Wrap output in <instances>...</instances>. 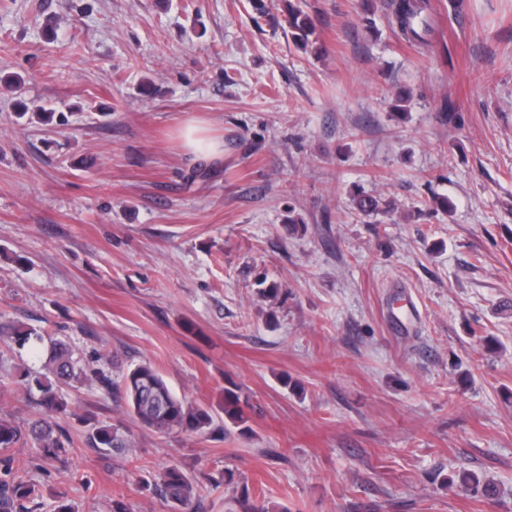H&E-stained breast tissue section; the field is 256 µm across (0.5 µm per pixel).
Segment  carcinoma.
Here are the masks:
<instances>
[{"mask_svg": "<svg viewBox=\"0 0 512 512\" xmlns=\"http://www.w3.org/2000/svg\"><path fill=\"white\" fill-rule=\"evenodd\" d=\"M392 23L399 35L409 42H423L432 26L426 11L428 0H386ZM288 28L295 45L301 49L313 43L314 28L303 10L288 4ZM0 339L10 340L20 348H29L41 355L44 336L22 324L0 326ZM43 371L21 368L14 376V384L27 393L38 392L37 405L41 416L26 424L0 418V450L28 447L47 465L64 464L72 450V438L66 434L62 422L75 416V411L59 385H83L98 380L112 392V399L124 404L128 414L142 425L160 433L179 432L198 434L214 422L215 412L224 414L238 425L247 421L240 397L224 391L218 401V410L187 405L169 387L159 372L149 363L136 364L113 379L102 368L85 364L71 346L61 340H50ZM92 448H109L121 453L134 447L129 435L117 425L92 424L88 434ZM141 489L153 490L172 504L174 512H196L198 492L192 480L176 465L166 467L159 478L142 481ZM42 497L41 489L13 472L4 464L0 469V512H29Z\"/></svg>", "mask_w": 512, "mask_h": 512, "instance_id": "obj_1", "label": "carcinoma"}]
</instances>
